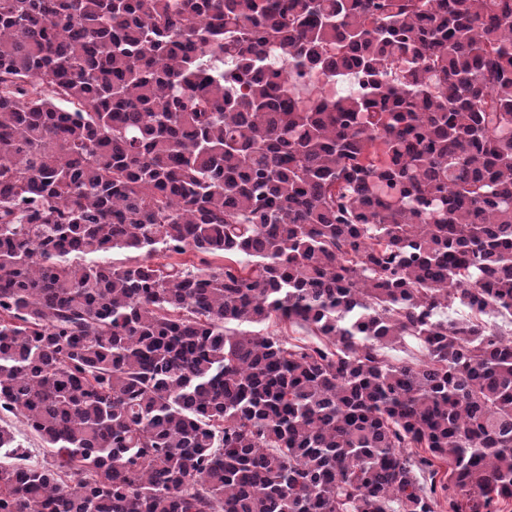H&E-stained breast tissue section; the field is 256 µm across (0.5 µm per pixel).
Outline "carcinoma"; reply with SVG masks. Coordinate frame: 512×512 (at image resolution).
Segmentation results:
<instances>
[{
	"instance_id": "obj_1",
	"label": "carcinoma",
	"mask_w": 512,
	"mask_h": 512,
	"mask_svg": "<svg viewBox=\"0 0 512 512\" xmlns=\"http://www.w3.org/2000/svg\"><path fill=\"white\" fill-rule=\"evenodd\" d=\"M487 313L512 0H0V512H502ZM268 332L285 337L289 342L304 345L317 342V339L306 329L296 324L283 323L273 318L269 323ZM14 423V430L16 431L18 438L22 441L23 446L28 450L29 461L32 464H42L44 461V453L42 449L43 443L41 440L30 434L20 422L15 421Z\"/></svg>"
}]
</instances>
